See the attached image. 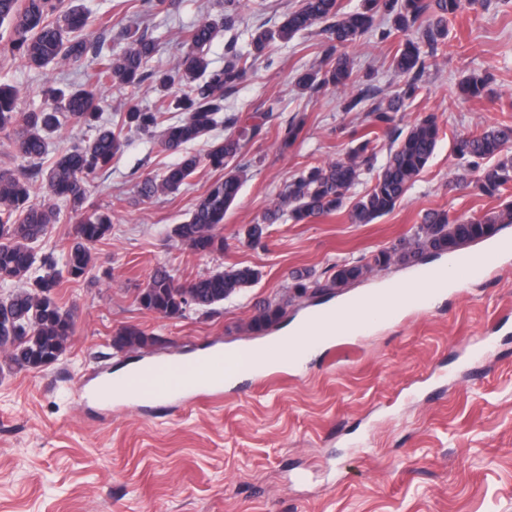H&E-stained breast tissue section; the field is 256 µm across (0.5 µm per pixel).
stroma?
Here are the masks:
<instances>
[{"label": "stroma", "instance_id": "1", "mask_svg": "<svg viewBox=\"0 0 512 512\" xmlns=\"http://www.w3.org/2000/svg\"><path fill=\"white\" fill-rule=\"evenodd\" d=\"M83 3L92 28L111 30L105 53L124 51V26L147 27L159 45L155 67L180 56L196 20L223 10V0H173L157 15L140 0ZM299 6L240 0L234 28L210 47L213 65L223 66L231 46L248 55L255 28L275 27ZM385 26L376 20L373 32L345 47L352 89L313 94L298 87L297 75L322 56L320 37L303 32L273 43L226 96L225 111L264 127L244 149L242 188L220 227L223 252L200 253L167 236L217 176L204 161L209 139L188 144L201 163L175 194L138 195V181L179 156L134 133L110 169L90 180L89 199L111 206L112 229L93 246L86 274L63 279L56 290L76 317L66 352L43 370L24 371L0 351V512H512V253L428 307L408 302L360 335L318 343L303 362L279 361L220 390L175 393L154 404L93 396L130 367L255 342L247 324L265 302L284 304L272 334L286 335L294 322L339 300L295 297L293 274L320 278L334 265L371 261L410 237L427 210L458 216L499 209V201L449 190L448 182L460 165L454 138L512 122V0H487L459 15L423 90L398 112L400 130L432 113L443 133L391 213L370 224L350 223L343 212L301 224L284 218L269 225L260 246L243 238V226L262 220L303 166L346 155L365 125L363 113L345 109L351 91L390 92L401 84L394 48L380 40ZM485 73L494 77L491 93L462 100L460 80ZM55 75L0 49V82L17 88L22 109L42 106L40 87ZM270 99L278 110L266 122ZM294 119L304 120V131L287 146L281 130ZM32 191L59 214L37 256L64 265L76 217L43 182ZM231 264L261 277L215 314L190 309L164 319L135 301L156 267L186 283ZM126 326L165 343L150 353L117 351L112 337Z\"/></svg>", "mask_w": 512, "mask_h": 512}]
</instances>
